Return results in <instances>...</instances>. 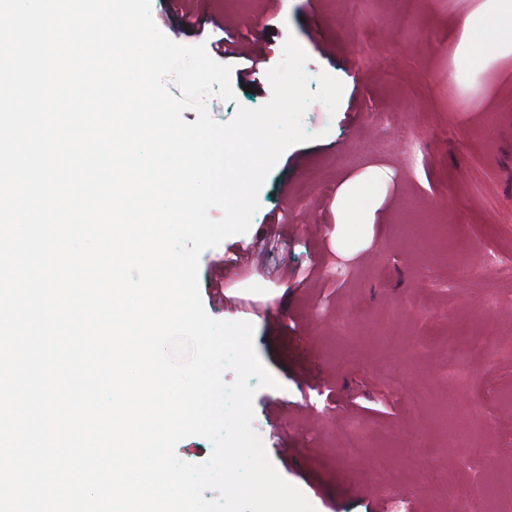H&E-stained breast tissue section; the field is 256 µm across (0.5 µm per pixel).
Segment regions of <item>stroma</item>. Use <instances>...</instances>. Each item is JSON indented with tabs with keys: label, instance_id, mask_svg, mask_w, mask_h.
Wrapping results in <instances>:
<instances>
[{
	"label": "stroma",
	"instance_id": "35a3bbf8",
	"mask_svg": "<svg viewBox=\"0 0 512 512\" xmlns=\"http://www.w3.org/2000/svg\"><path fill=\"white\" fill-rule=\"evenodd\" d=\"M477 4L181 0L206 26L177 43L222 32L271 68L292 38L310 90L323 72L343 85L336 112L308 106L315 138L282 154L249 229L199 261L204 279L241 258L202 303L253 325L277 385L256 391L252 428L315 512H512V57L453 79L456 21ZM232 86L208 101L216 121L272 96L264 77Z\"/></svg>",
	"mask_w": 512,
	"mask_h": 512
}]
</instances>
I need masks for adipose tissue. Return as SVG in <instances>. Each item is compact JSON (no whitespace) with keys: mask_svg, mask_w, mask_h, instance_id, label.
<instances>
[{"mask_svg":"<svg viewBox=\"0 0 512 512\" xmlns=\"http://www.w3.org/2000/svg\"><path fill=\"white\" fill-rule=\"evenodd\" d=\"M459 55L473 74L499 59L512 56V0H481L478 8L459 22Z\"/></svg>","mask_w":512,"mask_h":512,"instance_id":"obj_1","label":"adipose tissue"}]
</instances>
